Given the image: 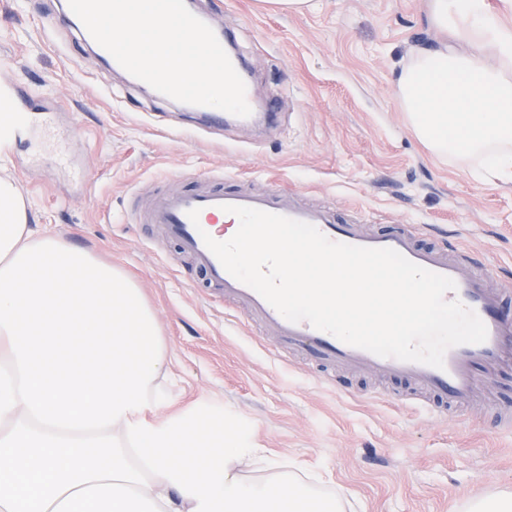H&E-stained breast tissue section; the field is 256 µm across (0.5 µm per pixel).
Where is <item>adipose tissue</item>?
I'll list each match as a JSON object with an SVG mask.
<instances>
[{
  "instance_id": "adipose-tissue-1",
  "label": "adipose tissue",
  "mask_w": 512,
  "mask_h": 512,
  "mask_svg": "<svg viewBox=\"0 0 512 512\" xmlns=\"http://www.w3.org/2000/svg\"><path fill=\"white\" fill-rule=\"evenodd\" d=\"M453 44L401 64L396 96L437 156L512 182V26L485 0H426ZM162 341L121 271L33 228L0 180V512H340L288 472L247 482V431L169 413Z\"/></svg>"
}]
</instances>
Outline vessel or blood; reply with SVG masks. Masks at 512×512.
Listing matches in <instances>:
<instances>
[{"label":"vessel or blood","instance_id":"vessel-or-blood-1","mask_svg":"<svg viewBox=\"0 0 512 512\" xmlns=\"http://www.w3.org/2000/svg\"><path fill=\"white\" fill-rule=\"evenodd\" d=\"M0 112L13 116L7 130L12 140L47 124L46 117L29 112L21 95L9 86L0 87ZM196 112L211 128H223L225 122L231 120L241 126L246 123L245 118H232L230 113L212 106L197 107ZM210 180V175L205 174L199 176L195 189L158 191L145 205L146 220L178 243L182 253L197 264L209 283L220 289L225 301L240 307L248 320L274 336V350L280 360L299 352L325 366L372 370L405 380L417 391L440 397L442 416L447 420L454 419L459 407L474 398L481 370L512 365V306L504 301L502 289L489 287L492 274L480 256L446 239L427 243L428 229L423 225L389 224L381 229H370L359 219L340 220L329 206L305 203L295 191L227 189L211 185ZM227 205L253 207L312 224L335 242L391 248L427 270L452 278L457 289L447 292L446 300H460L476 312L487 327L486 341L450 348L445 355L444 368L438 369L380 357L317 330L308 322L286 320L253 289L233 278L205 246L202 233L208 232L214 239L223 240L224 232L217 229L216 224L224 218L223 208ZM193 209L199 212L195 221L188 216Z\"/></svg>","mask_w":512,"mask_h":512}]
</instances>
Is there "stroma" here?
<instances>
[{"label": "stroma", "instance_id": "35a3bbf8", "mask_svg": "<svg viewBox=\"0 0 512 512\" xmlns=\"http://www.w3.org/2000/svg\"><path fill=\"white\" fill-rule=\"evenodd\" d=\"M63 0H0V82L52 112L54 134H31L0 161L36 223L134 279L161 332L162 390L179 411L203 401L252 436L260 461L248 482L288 471L344 512H468L475 490L512 493V368L484 373L474 405L446 421L433 402L410 405L408 385L347 373L349 392L307 360L284 365L271 336L225 303L176 245L134 223L135 196L160 177L226 173L244 187L300 190L311 204L396 224H428L482 256L512 289V183L483 179L431 154L396 98L399 64L446 35L424 0H312L302 13L259 0H196L238 34L257 104L279 99L280 126H231L201 136L184 106L160 102L107 68L53 18ZM68 166H59L57 155Z\"/></svg>", "mask_w": 512, "mask_h": 512}]
</instances>
